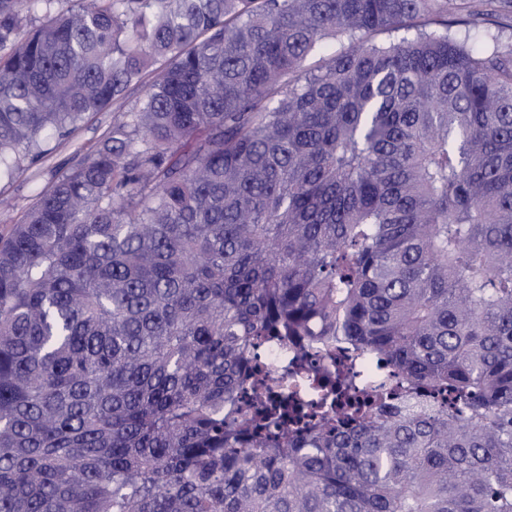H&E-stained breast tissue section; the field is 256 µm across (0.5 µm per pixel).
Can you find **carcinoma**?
Listing matches in <instances>:
<instances>
[{"instance_id": "obj_1", "label": "carcinoma", "mask_w": 512, "mask_h": 512, "mask_svg": "<svg viewBox=\"0 0 512 512\" xmlns=\"http://www.w3.org/2000/svg\"><path fill=\"white\" fill-rule=\"evenodd\" d=\"M459 11L0 0V177L146 84L0 236V512H512V41ZM258 336L448 407L270 438Z\"/></svg>"}]
</instances>
